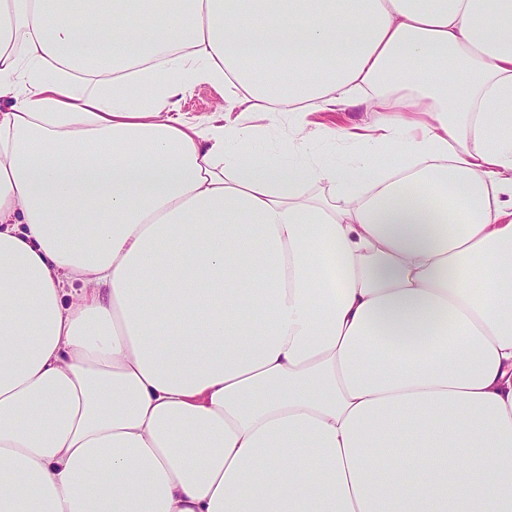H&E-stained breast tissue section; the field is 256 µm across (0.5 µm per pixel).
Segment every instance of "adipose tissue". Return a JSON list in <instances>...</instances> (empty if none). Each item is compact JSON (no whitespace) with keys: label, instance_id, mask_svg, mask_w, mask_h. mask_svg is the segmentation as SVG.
Segmentation results:
<instances>
[{"label":"adipose tissue","instance_id":"adipose-tissue-1","mask_svg":"<svg viewBox=\"0 0 512 512\" xmlns=\"http://www.w3.org/2000/svg\"><path fill=\"white\" fill-rule=\"evenodd\" d=\"M360 104L342 167L234 115L293 151ZM0 475V512H512V0H0ZM224 105L223 86L208 82L196 84L191 93L181 102V111L189 117H202ZM317 121L329 127H348L354 124H362L367 120V113L364 106L349 107L336 112H321L318 114ZM249 123L254 124L259 129L258 138L251 146L253 151L263 152L265 148L274 146L283 141L279 125L271 128L269 121L259 116L255 117V119Z\"/></svg>","mask_w":512,"mask_h":512}]
</instances>
